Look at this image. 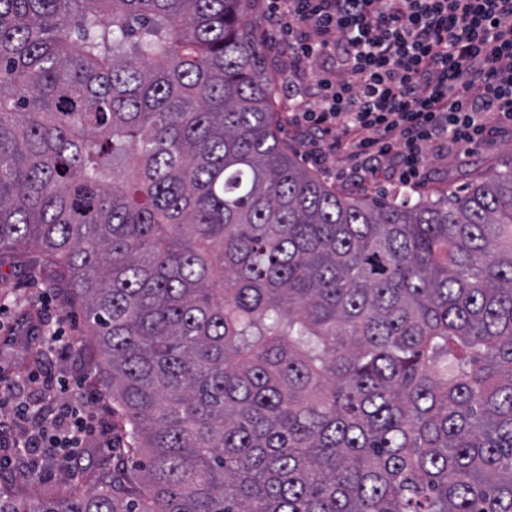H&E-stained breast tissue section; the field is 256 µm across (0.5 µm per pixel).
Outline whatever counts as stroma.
Returning a JSON list of instances; mask_svg holds the SVG:
<instances>
[{
  "label": "stroma",
  "mask_w": 512,
  "mask_h": 512,
  "mask_svg": "<svg viewBox=\"0 0 512 512\" xmlns=\"http://www.w3.org/2000/svg\"><path fill=\"white\" fill-rule=\"evenodd\" d=\"M269 8V0H254L250 17L263 54L262 62L273 81L281 86L292 65L272 44L273 33L267 25ZM276 102L283 139L294 149L299 161L315 167L318 147L294 124L287 90L281 87ZM424 156V174L417 190L434 198L446 195L512 162V127L497 125L488 139L471 151L451 149L437 140L426 147ZM351 167L352 161L343 151L334 152L326 181L352 193L373 196L390 194L401 186L391 163H384L382 173L363 182L354 177ZM61 279L60 269L39 250L0 253V421L8 425L7 430L0 431V477L13 480L21 496L30 490L25 480L29 472H36L50 486L64 479L84 483L92 471L111 466V455L99 446L100 434H111L114 447L125 446V436L113 425L110 402L100 395L96 368L85 350L89 330L83 313L79 308L66 307L54 287ZM50 321L65 330L73 347L47 358L38 356L34 335L40 323ZM63 381L83 383L85 393L100 397L102 418L96 435L87 439L84 454L65 462L46 448L15 453L12 442L26 428L17 418L19 404L36 401L46 386L54 387Z\"/></svg>",
  "instance_id": "1"
}]
</instances>
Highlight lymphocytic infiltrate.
Here are the masks:
<instances>
[{"label": "lymphocytic infiltrate", "instance_id": "1", "mask_svg": "<svg viewBox=\"0 0 512 512\" xmlns=\"http://www.w3.org/2000/svg\"><path fill=\"white\" fill-rule=\"evenodd\" d=\"M271 26L288 33L293 67L310 70L320 101L295 98L294 122L319 137L359 131L345 149L366 166L401 145L403 182L418 179L434 136L451 147L484 142L488 118L512 123V0H270ZM55 447H82L96 417L74 405L69 422L33 410Z\"/></svg>", "mask_w": 512, "mask_h": 512}]
</instances>
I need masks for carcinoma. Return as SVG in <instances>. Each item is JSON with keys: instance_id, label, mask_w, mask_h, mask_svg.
I'll return each mask as SVG.
<instances>
[{"instance_id": "carcinoma-1", "label": "carcinoma", "mask_w": 512, "mask_h": 512, "mask_svg": "<svg viewBox=\"0 0 512 512\" xmlns=\"http://www.w3.org/2000/svg\"><path fill=\"white\" fill-rule=\"evenodd\" d=\"M248 2L0 0V252L62 266L145 458L38 512H512V164L327 184Z\"/></svg>"}]
</instances>
